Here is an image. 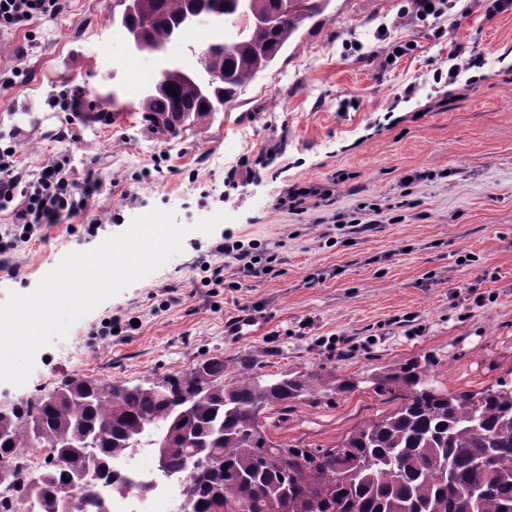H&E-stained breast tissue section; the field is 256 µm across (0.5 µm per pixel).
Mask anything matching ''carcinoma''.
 <instances>
[{
    "instance_id": "obj_1",
    "label": "carcinoma",
    "mask_w": 512,
    "mask_h": 512,
    "mask_svg": "<svg viewBox=\"0 0 512 512\" xmlns=\"http://www.w3.org/2000/svg\"><path fill=\"white\" fill-rule=\"evenodd\" d=\"M331 0H142L133 23L153 49L167 51L193 27L195 14L222 23L278 16L268 27L244 25L226 50L207 40L196 52L198 75L174 73L157 90L142 92L138 112L150 134L168 141L224 111L256 76L274 64L304 23ZM178 96L168 94V88ZM427 360H410L375 377L374 390L402 399L396 409L354 430L334 448L259 445L255 405L273 407L305 394L328 396L353 388L320 368L306 378H265L245 355L220 357L178 375L120 389L70 378L52 392L0 418V466L12 472L9 489L29 498L32 474L19 464L26 441L50 446L37 473L40 512H55L57 490L73 481L86 512H100L98 485L126 486L115 459L136 437L156 429L167 436L165 472L183 475L188 512H220L249 494L248 512H512V386L443 393L429 379ZM96 453L97 482H81ZM202 465L193 467L189 456Z\"/></svg>"
}]
</instances>
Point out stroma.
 Masks as SVG:
<instances>
[{
    "mask_svg": "<svg viewBox=\"0 0 512 512\" xmlns=\"http://www.w3.org/2000/svg\"><path fill=\"white\" fill-rule=\"evenodd\" d=\"M487 6L444 0L423 18L411 0H331L213 121L168 142L140 122L155 61L129 53L111 0H66L0 33V144L14 145L17 172L28 183L64 160L97 185L90 208L20 244L16 271L0 268V304L153 209L189 229L180 254L41 348L23 386L0 383V403L71 377L133 385L249 355L270 374L355 381L262 418L274 443L328 448L395 408L371 378L405 360L431 357L444 392L512 384V8ZM395 43L410 49L388 58ZM312 186L331 199L277 206ZM219 211L228 221L195 231ZM225 238L261 273L217 255ZM207 264L223 272L205 287ZM111 316L118 332L100 335ZM239 316L258 329L228 341Z\"/></svg>",
    "mask_w": 512,
    "mask_h": 512,
    "instance_id": "35a3bbf8",
    "label": "stroma"
}]
</instances>
